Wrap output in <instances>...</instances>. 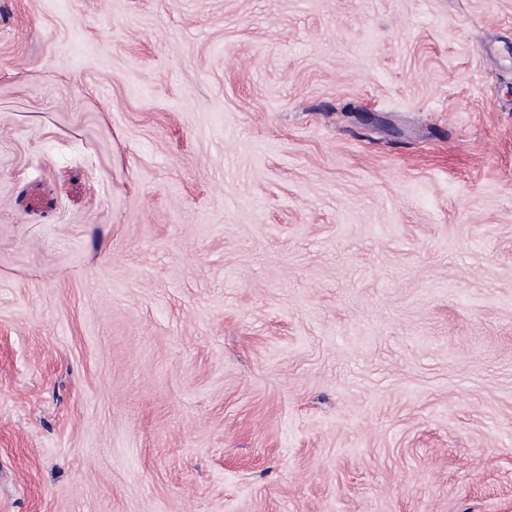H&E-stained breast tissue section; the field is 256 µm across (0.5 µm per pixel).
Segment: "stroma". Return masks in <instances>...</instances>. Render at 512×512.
Instances as JSON below:
<instances>
[{
  "instance_id": "obj_1",
  "label": "stroma",
  "mask_w": 512,
  "mask_h": 512,
  "mask_svg": "<svg viewBox=\"0 0 512 512\" xmlns=\"http://www.w3.org/2000/svg\"><path fill=\"white\" fill-rule=\"evenodd\" d=\"M0 512H512V0H0Z\"/></svg>"
}]
</instances>
